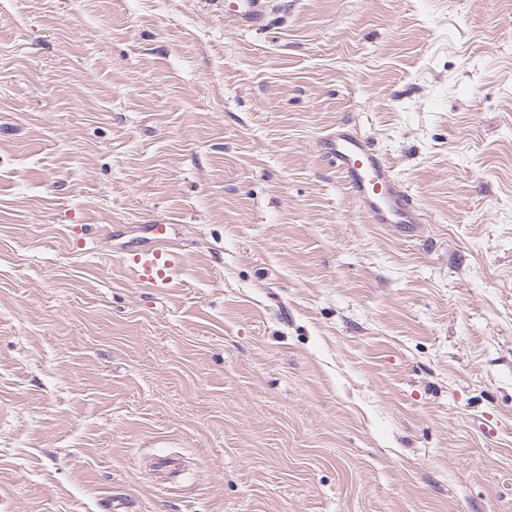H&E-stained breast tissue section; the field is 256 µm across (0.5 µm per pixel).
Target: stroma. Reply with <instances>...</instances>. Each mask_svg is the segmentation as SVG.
<instances>
[{"instance_id": "1", "label": "stroma", "mask_w": 512, "mask_h": 512, "mask_svg": "<svg viewBox=\"0 0 512 512\" xmlns=\"http://www.w3.org/2000/svg\"><path fill=\"white\" fill-rule=\"evenodd\" d=\"M274 4L0 0V512H512V0ZM231 10H224L226 18L232 19L240 28L256 29L264 25L268 15L269 1L234 0ZM326 145L330 162L371 223L389 224L405 236L418 229L413 198L392 179L390 166L382 156L374 153L346 124L337 127ZM169 229L167 224H148L145 242L120 248L123 265L139 285L159 290L172 286L183 257L175 250Z\"/></svg>"}]
</instances>
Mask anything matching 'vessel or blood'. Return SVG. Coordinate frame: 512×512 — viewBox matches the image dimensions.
<instances>
[{
  "label": "vessel or blood",
  "instance_id": "b4317fda",
  "mask_svg": "<svg viewBox=\"0 0 512 512\" xmlns=\"http://www.w3.org/2000/svg\"><path fill=\"white\" fill-rule=\"evenodd\" d=\"M267 15L266 0H234L226 13L243 29L263 26ZM327 154L371 223L390 225L405 236L416 231L417 207L411 195L398 186L387 161L362 138L346 125H339L327 142ZM145 233V242L121 247L120 259L139 285L169 288L182 256L175 249L168 225H147Z\"/></svg>",
  "mask_w": 512,
  "mask_h": 512
}]
</instances>
